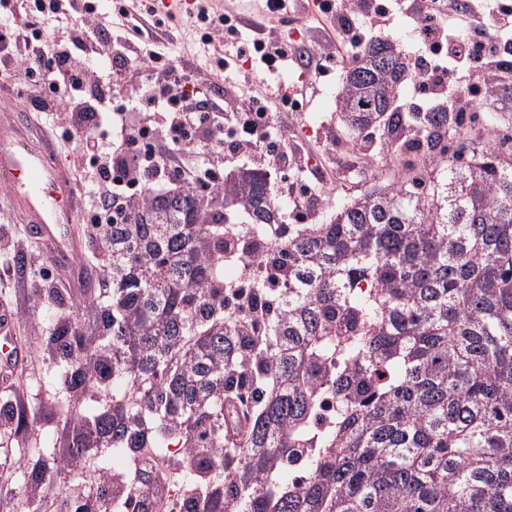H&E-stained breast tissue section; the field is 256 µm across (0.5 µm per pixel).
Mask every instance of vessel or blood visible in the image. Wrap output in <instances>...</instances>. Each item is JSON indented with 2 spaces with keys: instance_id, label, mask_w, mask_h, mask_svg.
<instances>
[{
  "instance_id": "vessel-or-blood-1",
  "label": "vessel or blood",
  "mask_w": 512,
  "mask_h": 512,
  "mask_svg": "<svg viewBox=\"0 0 512 512\" xmlns=\"http://www.w3.org/2000/svg\"><path fill=\"white\" fill-rule=\"evenodd\" d=\"M0 179L19 187V198L40 237L64 236V219L73 205L72 188L46 152L35 149L23 136L0 144Z\"/></svg>"
}]
</instances>
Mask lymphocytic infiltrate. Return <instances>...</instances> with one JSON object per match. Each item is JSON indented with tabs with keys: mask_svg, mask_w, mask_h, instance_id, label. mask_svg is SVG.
Segmentation results:
<instances>
[{
	"mask_svg": "<svg viewBox=\"0 0 512 512\" xmlns=\"http://www.w3.org/2000/svg\"><path fill=\"white\" fill-rule=\"evenodd\" d=\"M481 2L468 10L477 28L471 34L448 21L441 0L431 9L418 0H397L394 11L419 35L411 60L416 85L426 93L425 111H466L472 91L459 75L473 67L484 93L498 87L503 68L497 48L512 34V5ZM321 9L335 19L352 58L373 38L375 21L388 20L390 13L372 0H323ZM9 11L10 22L0 26V92L13 93L19 83L31 111L63 113L67 129L51 136L46 148L53 155L59 144L70 145L73 164L85 169L73 194L92 223H111L113 201L127 198L135 185L156 191L173 185L221 188L228 149L304 168V155L290 144L266 149V141L281 137L270 122L273 108L266 97L254 94L239 105L225 103L220 93L205 98L206 72L174 60L162 74L139 78L177 36L169 29L156 34L129 7L105 9L95 0H12ZM37 13L64 20L60 36L43 35L33 22ZM249 50L257 67L270 71L311 56L270 37L225 54L219 69L234 72L237 58ZM118 90L126 92L127 101L116 106L111 94Z\"/></svg>",
	"mask_w": 512,
	"mask_h": 512,
	"instance_id": "1",
	"label": "lymphocytic infiltrate"
}]
</instances>
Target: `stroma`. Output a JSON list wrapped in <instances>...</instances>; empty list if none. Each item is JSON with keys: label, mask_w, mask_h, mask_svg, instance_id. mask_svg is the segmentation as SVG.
I'll return each mask as SVG.
<instances>
[{"label": "stroma", "mask_w": 512, "mask_h": 512, "mask_svg": "<svg viewBox=\"0 0 512 512\" xmlns=\"http://www.w3.org/2000/svg\"><path fill=\"white\" fill-rule=\"evenodd\" d=\"M310 0H296L291 13L270 16L265 0H212L216 12L238 18L241 24L239 40L249 42L257 28L273 29L277 36L301 46H318L330 53L324 76H314L311 69L296 70L283 66L278 71L261 74L243 65L248 90L276 97L280 87L296 86L298 104L294 110L279 112L275 120L289 142L300 143L309 155L308 171L302 172L303 181H317L324 202L312 218L322 224L335 214L337 207L376 185L398 181L400 168L387 159L386 150H371L355 146L342 120L339 94L342 76L349 60L337 58L336 23L333 19L310 16ZM476 118L474 130L484 132L490 142H498L503 133L512 131V76L504 80L494 97L476 96L473 100ZM71 232L76 247L68 254L69 264L95 270L96 275L86 285L71 288L58 283L60 267L49 260L51 249L42 240L33 239L26 217L18 209L14 192L0 182V310L10 312L13 318V343L24 350L21 363L13 368L9 389L0 392V403L9 404L15 412L24 414L27 429L17 430L8 424L0 430V469L4 470L14 486H27L29 451L45 448L62 453L66 431L63 427L64 410L59 406L60 396L53 384L48 355L40 346L38 335H49L65 318L88 319L90 292L98 291L106 277L101 268L105 257L92 244L88 227L81 216H73ZM22 253L27 258L25 269H18L12 258ZM58 287L66 302L58 308L55 300L43 299L35 303L36 287Z\"/></svg>", "instance_id": "35a3bbf8"}]
</instances>
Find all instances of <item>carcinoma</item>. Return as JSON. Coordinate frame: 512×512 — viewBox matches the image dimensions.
<instances>
[{"label": "carcinoma", "mask_w": 512, "mask_h": 512, "mask_svg": "<svg viewBox=\"0 0 512 512\" xmlns=\"http://www.w3.org/2000/svg\"><path fill=\"white\" fill-rule=\"evenodd\" d=\"M407 68L398 44L370 40L341 110L354 137L382 124L393 156L422 167L402 163L408 176L327 224L281 223L268 164L225 176L220 198L151 194L90 225L111 296L92 299L90 328L42 338L68 394L67 447L137 461L188 449L179 512H512V151L468 140L461 112L386 111ZM255 224L279 225V240ZM243 286L277 300L269 318L226 309ZM245 386L254 406L235 433ZM88 395L99 408L83 414ZM326 395L336 414L317 428ZM69 473L37 452L27 484ZM154 480L140 465L113 479L112 508L68 507L161 512L142 491ZM0 499L45 509L3 481Z\"/></svg>", "instance_id": "obj_1"}]
</instances>
